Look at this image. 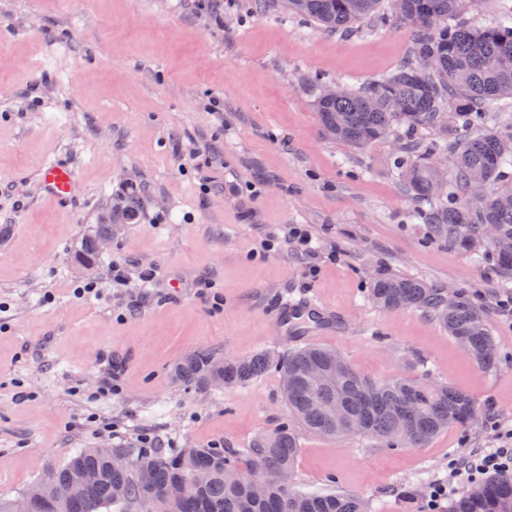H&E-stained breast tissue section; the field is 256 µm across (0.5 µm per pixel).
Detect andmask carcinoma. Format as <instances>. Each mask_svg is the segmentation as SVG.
<instances>
[{"mask_svg": "<svg viewBox=\"0 0 512 512\" xmlns=\"http://www.w3.org/2000/svg\"><path fill=\"white\" fill-rule=\"evenodd\" d=\"M383 0H286L289 11L329 31L347 30L375 13ZM466 0H400L394 19L413 30V42L397 69L358 91L339 97L319 93L316 111L326 135L351 147L382 141L395 127L414 131L455 127L460 136L435 141L410 139L393 160L399 178L418 204L417 219L431 225L448 245L496 265L502 286L512 282V253L498 251L483 235L486 224L512 238V128H488L489 107L512 98V72L496 66L512 54V27L475 29L460 21ZM451 154L448 173L436 158ZM448 182L442 195L438 181ZM490 187L487 197L473 199L469 185ZM106 220L92 225L81 240L76 260L92 267L102 251L99 241L111 233ZM368 296L377 306L420 309L436 319L469 359L485 371L500 367L487 311L437 284L408 274L389 273L373 279ZM336 352L307 346L288 355L256 353L216 366L217 357L193 352L182 357L174 378L198 388L213 381L226 387L245 386L274 370L279 374L290 416L327 437L362 436L391 447L422 448L440 432L466 427L485 411L468 394L431 380L429 370L418 377L372 381L351 370L321 382L311 370L327 371ZM343 405L347 419L330 412ZM300 448L288 421L258 438L247 451L248 467L269 475L263 495L253 494L239 454L212 446L168 451L118 445L112 454L130 458L126 468L112 467L97 449L80 450L66 464L46 471L26 490L31 512H102L117 505L121 512H369L368 502L341 491L301 492L274 479L294 470ZM470 492L455 499L449 512H512V472L491 474Z\"/></svg>", "mask_w": 512, "mask_h": 512, "instance_id": "obj_1", "label": "carcinoma"}]
</instances>
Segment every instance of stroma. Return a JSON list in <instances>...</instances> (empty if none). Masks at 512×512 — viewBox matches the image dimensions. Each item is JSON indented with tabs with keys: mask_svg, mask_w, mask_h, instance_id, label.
<instances>
[{
	"mask_svg": "<svg viewBox=\"0 0 512 512\" xmlns=\"http://www.w3.org/2000/svg\"><path fill=\"white\" fill-rule=\"evenodd\" d=\"M460 19L511 26L512 0H467ZM411 40L390 0L348 32L270 0H0V499L18 498L79 449L146 434L163 448H250L288 415L277 373L198 389L170 370L194 350L292 351L277 318L285 296H313L346 317L349 330L314 342L365 377L425 367L489 406L423 448L330 440L293 424L297 489L357 494L371 512H425L449 459L499 447L498 428L512 427L500 272L414 218L391 167L406 128L354 149L324 133L313 106L319 85L357 91L393 71ZM214 99L223 118L207 108ZM55 160L74 175L65 210L39 185ZM129 186L140 198L132 220L121 196ZM107 211L112 245L81 272L74 253ZM280 224L307 226L312 257L260 251ZM115 261L129 287L107 279ZM144 266L156 271L145 287ZM388 271L469 293L488 311L500 368L477 369L421 311L370 302V278ZM84 279L99 291L75 298ZM204 279L222 294L220 311ZM108 370L118 389L102 397Z\"/></svg>",
	"mask_w": 512,
	"mask_h": 512,
	"instance_id": "35a3bbf8",
	"label": "stroma"
}]
</instances>
